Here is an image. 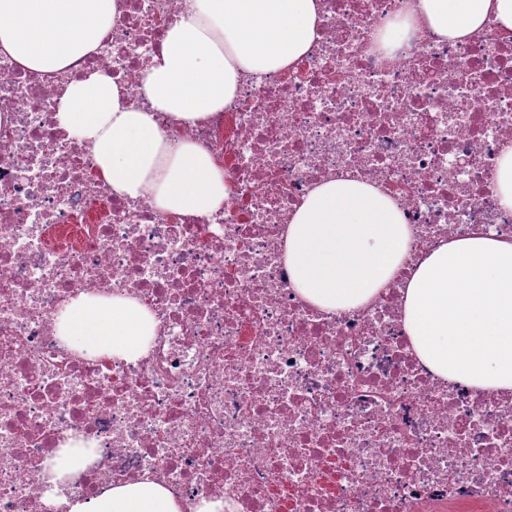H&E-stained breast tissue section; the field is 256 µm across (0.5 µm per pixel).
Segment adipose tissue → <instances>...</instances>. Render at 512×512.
Instances as JSON below:
<instances>
[{
	"instance_id": "ef3b65f1",
	"label": "adipose tissue",
	"mask_w": 512,
	"mask_h": 512,
	"mask_svg": "<svg viewBox=\"0 0 512 512\" xmlns=\"http://www.w3.org/2000/svg\"><path fill=\"white\" fill-rule=\"evenodd\" d=\"M116 0H0V50L22 67L52 73L98 46ZM319 0H184L144 77L147 105L128 100L101 72L72 83L59 126L92 152L99 176L135 200L177 215L211 214L224 205V174L190 141L171 142L158 113L196 122L223 111L240 84L294 66L314 46ZM494 20L512 34V0H416L412 25L464 41ZM409 229L399 204L372 184L330 179L314 187L286 230L285 261L302 297L328 312L366 304L406 257ZM403 323L434 372L486 391H512V241L476 234L433 249L408 281ZM156 322L141 303L80 295L66 302L57 334L91 355L129 362L145 356ZM92 446L68 440L46 481L66 512H182L163 482L145 477L90 499L62 485L90 462Z\"/></svg>"
}]
</instances>
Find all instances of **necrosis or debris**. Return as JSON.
<instances>
[{
    "instance_id": "necrosis-or-debris-1",
    "label": "necrosis or debris",
    "mask_w": 512,
    "mask_h": 512,
    "mask_svg": "<svg viewBox=\"0 0 512 512\" xmlns=\"http://www.w3.org/2000/svg\"><path fill=\"white\" fill-rule=\"evenodd\" d=\"M414 0H321L294 69L243 83L168 136L224 173L223 207L175 216L97 175L59 128L69 85L99 71L146 103L143 78L183 0H117L99 47L57 74L0 52V512H63L42 473L66 437L96 457L65 488L92 496L150 475L183 512H512V391L436 375L402 322L406 283L440 243L512 240L497 161L512 143V37L425 27L387 38ZM401 206L408 257L365 305L304 300L284 233L341 176ZM123 295L156 330L134 362L57 334L65 302Z\"/></svg>"
}]
</instances>
